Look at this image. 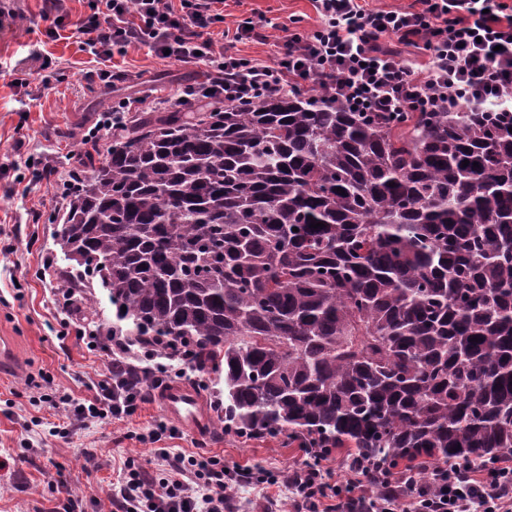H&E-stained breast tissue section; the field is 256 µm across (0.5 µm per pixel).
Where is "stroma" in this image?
Masks as SVG:
<instances>
[{"label":"stroma","instance_id":"35a3bbf8","mask_svg":"<svg viewBox=\"0 0 512 512\" xmlns=\"http://www.w3.org/2000/svg\"><path fill=\"white\" fill-rule=\"evenodd\" d=\"M41 7V0H0V8L17 13L0 25V336L11 339L17 361L16 370L0 374V512H114L109 492L127 460L154 478L163 476L153 445L137 440L165 419L156 387L148 388L145 403L131 417L64 436L55 431L66 420L64 410L36 402L29 384L47 375L57 390L81 400L90 397L89 383L109 366L107 356L90 354L76 334H59L50 284L65 278L68 262L54 241L55 225L47 220L55 209V190L31 180L21 160L41 156L70 168L84 133L111 105L112 92L91 80L95 63L75 32L77 21L90 12L88 0H68L69 18L56 38L45 33ZM245 17L266 20L267 39L242 43L239 50L265 61L284 41L286 27L307 32L318 21L312 0H227L224 25L212 29V38L221 40L223 28H234ZM112 62L143 72L144 83L124 90L143 110L202 72L201 65L175 64L137 46L115 53ZM45 75L50 85L42 84ZM46 264L47 283L39 277ZM161 445L174 453L221 456L231 472L249 467L250 478L235 489L239 512H283L287 487L260 478L305 460L298 442L286 436L242 437L217 420L208 434L181 428ZM62 477L70 480L71 494L58 491Z\"/></svg>","mask_w":512,"mask_h":512}]
</instances>
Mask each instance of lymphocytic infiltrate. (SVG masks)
<instances>
[{
	"label": "lymphocytic infiltrate",
	"instance_id": "1",
	"mask_svg": "<svg viewBox=\"0 0 512 512\" xmlns=\"http://www.w3.org/2000/svg\"><path fill=\"white\" fill-rule=\"evenodd\" d=\"M222 0H93L91 15L78 23L83 45L99 62L95 77L119 89L139 74L106 69L115 50L131 44L177 63L201 64L198 79L184 83L166 106L198 101L220 109L247 105L270 95L292 93L315 84L351 112H456L461 107L512 112V6L505 0H412L388 8L365 0H312L318 17L309 32L288 34L271 62L241 55L238 44L265 38L262 22L237 24L223 45L209 35L223 22ZM393 37L401 47L425 58L416 70L399 50L383 48ZM88 351L140 362L149 380L168 373L171 364L189 365L190 344L160 341L133 351L125 339L82 327L76 331ZM91 399L79 403L69 394L46 390L40 402L63 408L71 428L132 416L144 397L116 394L111 376L92 382ZM165 424L144 440L159 444ZM165 478L147 479L142 468L127 465L112 501L119 512H233L234 493L224 480V461L158 451ZM308 462L289 472L292 512H400L413 494V512H512V448L488 464L446 463L433 480L420 482L415 470L375 466L351 457L348 477L332 482L321 463L332 448L308 449Z\"/></svg>",
	"mask_w": 512,
	"mask_h": 512
}]
</instances>
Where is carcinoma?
<instances>
[{"label":"carcinoma","mask_w":512,"mask_h":512,"mask_svg":"<svg viewBox=\"0 0 512 512\" xmlns=\"http://www.w3.org/2000/svg\"><path fill=\"white\" fill-rule=\"evenodd\" d=\"M511 128L317 87L138 112L48 221L112 335L188 340L224 371L225 428L422 472L489 461L512 448Z\"/></svg>","instance_id":"obj_1"}]
</instances>
